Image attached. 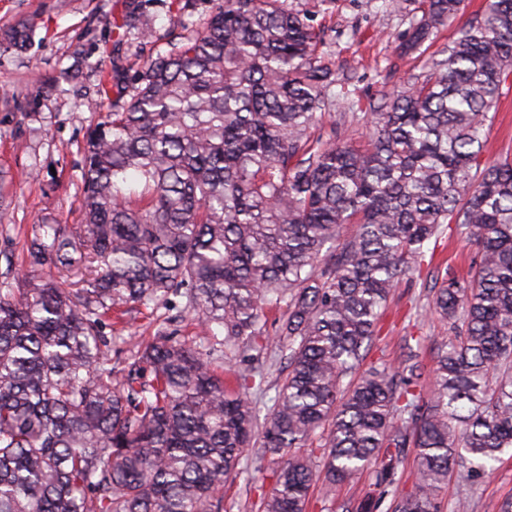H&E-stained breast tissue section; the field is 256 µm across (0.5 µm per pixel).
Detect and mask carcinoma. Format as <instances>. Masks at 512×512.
Segmentation results:
<instances>
[{
	"mask_svg": "<svg viewBox=\"0 0 512 512\" xmlns=\"http://www.w3.org/2000/svg\"><path fill=\"white\" fill-rule=\"evenodd\" d=\"M147 2L113 17L118 36L150 35ZM464 8L421 0L400 54L423 55ZM323 45L287 0H218L136 75L112 59L82 223L39 225L25 272H0V512H220L251 455L277 457L258 512H306L318 483L340 512H439L451 477L475 484L512 452V161H487L485 133L512 81V0H487L429 73L358 107L362 146L334 127L310 140L344 107ZM445 224L479 259L432 278L450 323L432 370L406 337L343 386ZM173 297L208 347L162 326L112 357L126 339L106 319ZM271 347L288 375L258 437L253 363ZM223 349L248 367L224 369ZM364 471L370 490L336 501Z\"/></svg>",
	"mask_w": 512,
	"mask_h": 512,
	"instance_id": "carcinoma-1",
	"label": "carcinoma"
}]
</instances>
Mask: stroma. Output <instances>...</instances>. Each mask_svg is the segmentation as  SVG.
Segmentation results:
<instances>
[{
  "label": "stroma",
  "mask_w": 512,
  "mask_h": 512,
  "mask_svg": "<svg viewBox=\"0 0 512 512\" xmlns=\"http://www.w3.org/2000/svg\"><path fill=\"white\" fill-rule=\"evenodd\" d=\"M126 0H0V190L10 206L0 212V252L14 263L23 260L22 247L34 225L49 218L70 224L81 221L83 146L91 121L102 112L99 85L121 53L128 68L140 57L167 51L179 24L205 18L213 0H152V36L118 42L112 27ZM289 7L307 13L312 25L325 28L327 58L337 70L352 75L360 101L379 97L413 72L411 60L401 58L398 37L409 26L411 10L396 11L385 0H288ZM28 27L21 44L10 33ZM490 155L512 159V85L502 88L499 107L488 129ZM478 247L464 229L451 226L441 235L431 265L423 266L416 282L402 283L389 299L388 317L394 331L370 351L368 362H393L403 339H421L423 358L448 338V327L431 313L415 323L405 314L424 292L433 268L465 274ZM178 326L195 336L196 326L175 298L157 312L133 314V333H152L153 319ZM273 464L241 475L224 490L223 512H257V488L270 484ZM512 496V458L481 485L451 480L438 496L454 512H498L502 499Z\"/></svg>",
  "instance_id": "1"
}]
</instances>
